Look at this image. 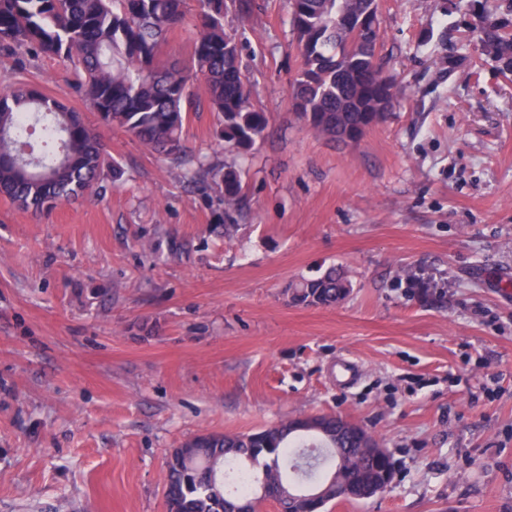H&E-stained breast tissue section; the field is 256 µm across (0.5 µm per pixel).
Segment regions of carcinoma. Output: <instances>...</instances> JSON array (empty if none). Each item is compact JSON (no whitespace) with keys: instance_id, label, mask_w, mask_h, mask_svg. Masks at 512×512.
Returning <instances> with one entry per match:
<instances>
[{"instance_id":"cac0c4a2","label":"carcinoma","mask_w":512,"mask_h":512,"mask_svg":"<svg viewBox=\"0 0 512 512\" xmlns=\"http://www.w3.org/2000/svg\"><path fill=\"white\" fill-rule=\"evenodd\" d=\"M0 0V52L20 50L67 64L75 89L99 123L115 126L171 164H187V114L206 98L217 114L224 148L247 154L264 138L268 118L250 102L241 75V49L224 26V11L253 15V0ZM302 54L291 97L302 102L299 121L314 132L357 142L387 113L370 112L377 100L393 103L394 82L376 64V0H289ZM194 30L184 60L164 52L166 35ZM505 21L486 20L484 50L512 71V35ZM105 170L122 171L102 137L83 115L33 81L0 88V196L23 212L48 213L79 196L93 195ZM224 188L226 210L238 208L239 171L220 163L202 169ZM350 288L340 267L288 287L296 305L332 307ZM340 445L316 434H288V422L247 434L210 435L193 456L173 455L165 476L168 512H259L268 500L280 512H321L326 502L299 505L302 483L327 484L337 474L342 498L359 501L360 483L385 481L391 459L368 456L349 431L350 421L330 416Z\"/></svg>"}]
</instances>
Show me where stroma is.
Returning <instances> with one entry per match:
<instances>
[{"instance_id":"1","label":"stroma","mask_w":512,"mask_h":512,"mask_svg":"<svg viewBox=\"0 0 512 512\" xmlns=\"http://www.w3.org/2000/svg\"><path fill=\"white\" fill-rule=\"evenodd\" d=\"M253 3L224 23L264 139L240 158L214 113L186 125L241 169L240 210L108 127L120 182L36 218L0 197V512H165L181 443L331 413L395 476L324 512H512V77L480 55L512 0H379L399 99L356 143L296 121L288 0ZM22 75L96 122L63 62L0 53V87ZM334 264L343 303H290Z\"/></svg>"}]
</instances>
